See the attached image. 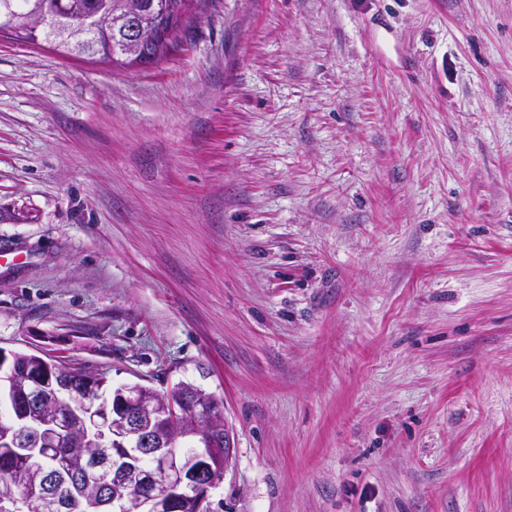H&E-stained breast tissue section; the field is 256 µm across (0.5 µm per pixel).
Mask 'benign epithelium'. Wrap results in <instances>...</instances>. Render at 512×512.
I'll list each match as a JSON object with an SVG mask.
<instances>
[{"label":"benign epithelium","instance_id":"7a95c632","mask_svg":"<svg viewBox=\"0 0 512 512\" xmlns=\"http://www.w3.org/2000/svg\"><path fill=\"white\" fill-rule=\"evenodd\" d=\"M127 43L141 61L151 40L131 27ZM13 353L0 349V404L11 427L0 434V450L36 473L27 500L52 512H73L86 504V492L69 455L59 447L77 438L91 447L123 448L126 454L103 462L112 480L95 490L98 512H204L211 489L230 467L234 442L214 396L181 381L165 392L139 383L112 390L102 399L94 377L73 407V392L62 369L17 371ZM146 459L150 468L128 483L131 462Z\"/></svg>","mask_w":512,"mask_h":512}]
</instances>
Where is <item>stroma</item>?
I'll use <instances>...</instances> for the list:
<instances>
[{
	"instance_id": "35a3bbf8",
	"label": "stroma",
	"mask_w": 512,
	"mask_h": 512,
	"mask_svg": "<svg viewBox=\"0 0 512 512\" xmlns=\"http://www.w3.org/2000/svg\"><path fill=\"white\" fill-rule=\"evenodd\" d=\"M191 15L0 36V348L212 393L223 512H512V0ZM173 2V9L167 15L152 14L145 12L133 19L134 23L146 32L151 33L154 38H158L161 34L166 35V40L158 39V44L154 53V60L160 61L169 52L170 44H179L183 42L188 29L191 26V17L188 14L189 2L191 0H166ZM172 37V38H171ZM155 62V63H156Z\"/></svg>"
}]
</instances>
